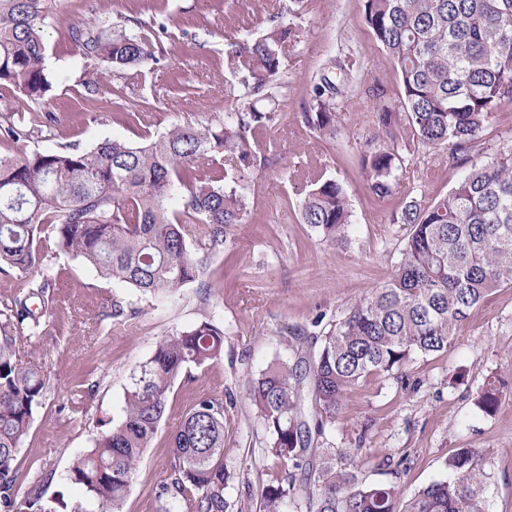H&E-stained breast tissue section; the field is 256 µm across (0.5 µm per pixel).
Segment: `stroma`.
I'll use <instances>...</instances> for the list:
<instances>
[{
    "label": "stroma",
    "mask_w": 512,
    "mask_h": 512,
    "mask_svg": "<svg viewBox=\"0 0 512 512\" xmlns=\"http://www.w3.org/2000/svg\"><path fill=\"white\" fill-rule=\"evenodd\" d=\"M284 0H53V19L44 32L52 88L45 100L16 102L0 87V114L52 112L50 136L16 146L0 143V154L49 152L75 144L91 147L100 138L139 141L173 123L215 126L241 90V75L227 65L230 45L259 34ZM104 14L112 21L162 24L156 63L142 78L117 77L85 64L68 38L70 27ZM299 35L283 55L285 82L273 88L278 116L268 133L271 151L248 172V217L228 235L209 261L214 284L206 309L196 288L156 300L99 278L72 256L49 253L57 307L49 324L26 343L53 391L34 416L16 463L34 468L57 512H94L95 505L68 479L75 457L92 448L97 435L123 416L124 392L133 369L146 362L159 341L207 316L224 331V353L190 366L174 384L166 414L145 448L124 512H156L155 492L166 478L171 438L200 396L224 401V495L230 512H263L262 492L272 476L291 464L266 450L268 436L247 393V382L272 362L305 370L332 325L350 307L382 286L400 259L409 228L390 221L392 212L416 198L445 196L459 178L444 150L409 152L392 196L375 200L359 158L376 134L360 86L378 80L390 90L398 82L363 22L360 0H309ZM354 57V83L336 98V140L318 139L303 124L312 85L329 58ZM95 83L98 108L85 101ZM122 99V108L112 106ZM141 113L131 122L129 113ZM512 149V104L493 114L475 161ZM322 165L347 191L353 224L347 242L331 243L301 224L304 186L293 171ZM126 296L138 308L126 324L105 327L103 296ZM497 374L509 387L494 416L474 404L485 378ZM94 386L86 416L68 408L75 395ZM311 445L352 456L369 483H397L409 499L431 482L446 479L445 462L461 448L494 458L489 512H512V288L496 289L458 329L448 353L418 358L402 378L372 374L353 386L336 418Z\"/></svg>",
    "instance_id": "obj_1"
}]
</instances>
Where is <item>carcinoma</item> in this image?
Listing matches in <instances>:
<instances>
[{
  "label": "carcinoma",
  "instance_id": "1",
  "mask_svg": "<svg viewBox=\"0 0 512 512\" xmlns=\"http://www.w3.org/2000/svg\"><path fill=\"white\" fill-rule=\"evenodd\" d=\"M363 20L399 81L392 96L378 81L364 89L373 123L387 145L360 156L373 198L392 195L405 149L449 151L463 175L449 195L429 204L412 199L393 223L410 233L390 280L354 304L321 341L305 372L317 410L314 425L299 419L297 369L276 361L250 381L249 396L268 435V452L304 469L312 433L321 434L343 406L346 392L372 373L396 375L416 357L440 355L457 344L456 329L495 289L512 285V150L480 163L465 153L481 141L488 120L512 103V0H361ZM51 0H0V85L30 100L52 87L45 69L44 30ZM68 35L77 55L108 72L145 74L157 61L156 32L133 33L97 16ZM298 26L279 19L258 36L232 44L242 62L244 94L224 112L217 131L175 124L140 143L105 137L90 149L0 155V272L20 276L43 266L49 249L69 254L105 280L143 296L167 297L194 285L210 291V254L224 248L227 230L246 222L245 172L265 154L264 135L277 112L260 103L280 79L283 49ZM331 74L314 84L303 123L334 140ZM52 112L6 114L0 140L21 144L51 133ZM309 190L300 221L326 241L349 233L352 212L342 184L307 172ZM184 190L182 209L167 208ZM201 252H191V229ZM53 247H48L47 242ZM55 305L49 279L0 304V512H16L23 474L13 465L51 382L21 358L20 342L40 332ZM138 310L126 299L102 303L107 324L126 323ZM224 330L203 316L161 340L153 356L130 374L122 420L72 463L69 480L82 486L100 512H123L144 448L166 412L174 382L191 365L221 356ZM505 384L485 380L475 405L497 412ZM167 481L157 512H228L224 496V400L203 396L172 436ZM314 478L272 480L263 490L265 512H282L302 491L312 512H488L494 462L470 448L448 456V478L405 503L392 483H367L331 453ZM24 512H54L43 485L34 483Z\"/></svg>",
  "mask_w": 512,
  "mask_h": 512
}]
</instances>
